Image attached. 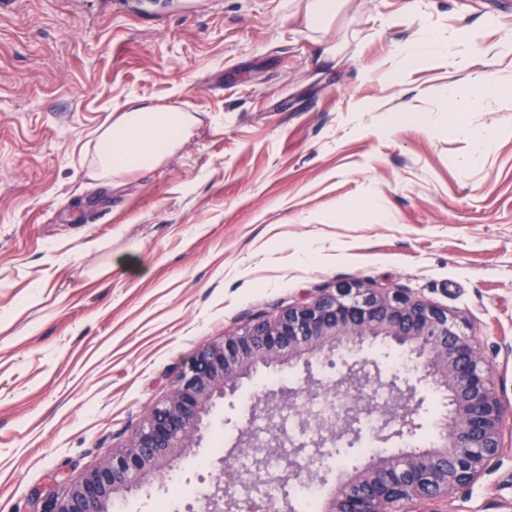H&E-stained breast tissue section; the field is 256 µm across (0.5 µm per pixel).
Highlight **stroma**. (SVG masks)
I'll return each mask as SVG.
<instances>
[{
    "label": "stroma",
    "mask_w": 512,
    "mask_h": 512,
    "mask_svg": "<svg viewBox=\"0 0 512 512\" xmlns=\"http://www.w3.org/2000/svg\"><path fill=\"white\" fill-rule=\"evenodd\" d=\"M288 3L0 0V512L125 444L202 346L341 282L463 318L512 425V99L448 122L475 73L512 84V52L485 53L512 42V0H349L322 31ZM433 32L469 67L400 71ZM133 99L205 123L159 168L95 182L96 132ZM303 382L255 373L126 512H187L178 488L218 476L253 394ZM505 446L437 512H512Z\"/></svg>",
    "instance_id": "1"
}]
</instances>
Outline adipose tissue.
Returning <instances> with one entry per match:
<instances>
[{
	"label": "adipose tissue",
	"instance_id": "adipose-tissue-1",
	"mask_svg": "<svg viewBox=\"0 0 512 512\" xmlns=\"http://www.w3.org/2000/svg\"><path fill=\"white\" fill-rule=\"evenodd\" d=\"M202 119L180 107L128 102L96 136L90 175L115 184L141 170L161 166L194 135Z\"/></svg>",
	"mask_w": 512,
	"mask_h": 512
}]
</instances>
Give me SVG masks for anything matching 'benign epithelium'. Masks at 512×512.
Returning a JSON list of instances; mask_svg holds the SVG:
<instances>
[{
    "label": "benign epithelium",
    "instance_id": "benign-epithelium-1",
    "mask_svg": "<svg viewBox=\"0 0 512 512\" xmlns=\"http://www.w3.org/2000/svg\"><path fill=\"white\" fill-rule=\"evenodd\" d=\"M366 345L397 350L407 377L383 382L378 367L356 358ZM286 364L302 368L308 389L283 386L257 404L270 420L296 412L300 435L278 425L262 440L240 431L235 448L220 460L214 491L189 512L239 508L242 478L233 459L242 447L255 459L249 484L275 481L286 488L301 480L303 449L321 455L339 443L352 446L366 420L379 441L409 442L422 427L420 386L443 401L433 447L404 448L355 468L352 478L334 486L324 512H407V505L441 501L480 479L503 453L507 409L467 325L448 309L398 290L340 286L203 347L125 445L94 469L34 492L35 512H113L127 494L149 491L187 449L200 445L217 402L233 400L258 369ZM318 372L336 379L325 385Z\"/></svg>",
    "mask_w": 512,
    "mask_h": 512
}]
</instances>
